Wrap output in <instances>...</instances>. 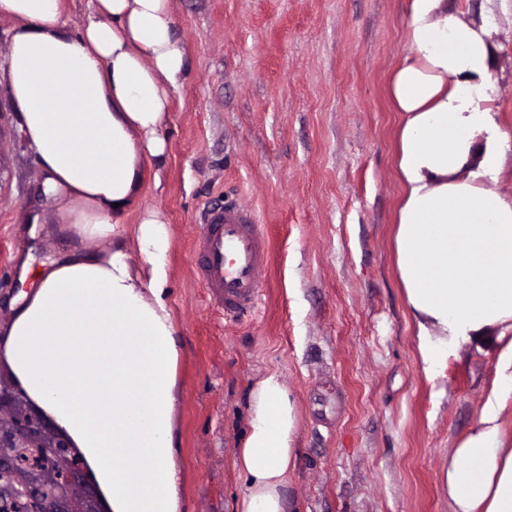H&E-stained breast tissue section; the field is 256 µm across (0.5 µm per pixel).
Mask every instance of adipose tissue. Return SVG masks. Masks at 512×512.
Here are the masks:
<instances>
[{
	"mask_svg": "<svg viewBox=\"0 0 512 512\" xmlns=\"http://www.w3.org/2000/svg\"><path fill=\"white\" fill-rule=\"evenodd\" d=\"M64 0H0L14 27L4 71L20 130L57 205L62 253L32 271L0 323V368L81 452L110 512H180L174 411L178 332L166 301L170 236L141 205L147 167L188 62L170 0H96L72 33ZM490 12L408 0L406 50L389 97L398 114L402 193L396 267L425 372L465 347L496 354L477 424L441 474L453 512H512V158L500 125ZM141 217L134 266L124 220ZM296 403L279 375L250 392L237 512H286L297 450Z\"/></svg>",
	"mask_w": 512,
	"mask_h": 512,
	"instance_id": "obj_1",
	"label": "adipose tissue"
}]
</instances>
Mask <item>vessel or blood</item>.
<instances>
[{"mask_svg":"<svg viewBox=\"0 0 512 512\" xmlns=\"http://www.w3.org/2000/svg\"><path fill=\"white\" fill-rule=\"evenodd\" d=\"M268 252L265 227L252 209L228 202L204 211L197 272L211 300L226 313L255 311Z\"/></svg>","mask_w":512,"mask_h":512,"instance_id":"b4317fda","label":"vessel or blood"}]
</instances>
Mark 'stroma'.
<instances>
[{"label": "stroma", "mask_w": 512, "mask_h": 512, "mask_svg": "<svg viewBox=\"0 0 512 512\" xmlns=\"http://www.w3.org/2000/svg\"><path fill=\"white\" fill-rule=\"evenodd\" d=\"M189 66L163 126L167 162L142 205L169 224L167 301L179 332L182 512H235V450L250 389L279 374L296 401L290 512H452L441 472L477 422L494 354L465 348L428 378L395 263L401 187L388 80L405 52L406 0H171ZM503 129L512 135V16H497ZM0 79V321L53 201ZM259 214L271 240L261 303L232 320L194 275L205 208Z\"/></svg>", "instance_id": "obj_1"}]
</instances>
